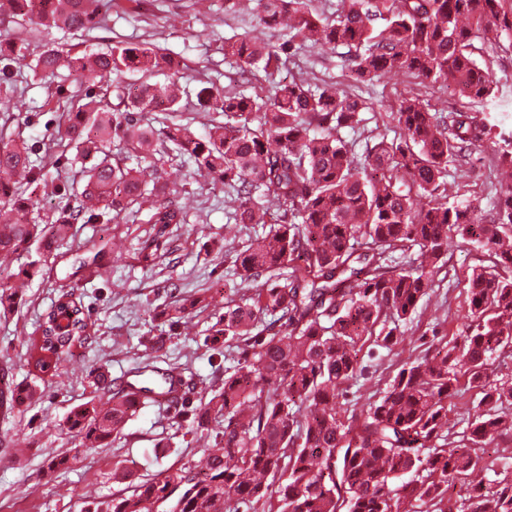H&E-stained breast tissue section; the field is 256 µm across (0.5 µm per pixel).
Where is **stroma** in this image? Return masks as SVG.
<instances>
[{"mask_svg":"<svg viewBox=\"0 0 512 512\" xmlns=\"http://www.w3.org/2000/svg\"><path fill=\"white\" fill-rule=\"evenodd\" d=\"M255 34L273 45L282 40L280 31H256L250 8L229 6L227 0H206L201 6L195 0H102L98 25L81 37L54 29L39 31L31 39L22 25L0 24V42H25V53L31 59L47 44L66 56L119 43H154L180 61L192 89L206 81L220 88L240 83L234 64L224 55V42ZM477 60L506 88L504 97L489 110L510 130L512 31L483 45ZM301 69L308 78L335 83L340 89L352 85L338 52L307 44L301 47L295 64L269 73L256 72L246 91L266 95L272 84L289 80ZM0 81L15 88L11 110L0 109V133L25 143L32 160H41L48 153L56 159L28 190L37 204L35 218L43 225L52 223L62 210L77 206L79 197L68 187L82 183L79 168L70 165L57 144L60 113L66 103L94 94L97 81L89 74L75 79L63 73L46 80L32 79L19 75L14 64L3 58ZM413 86L412 78L392 73L361 85L359 93L371 109L360 128L341 132L352 143L355 155H363L367 139L393 138L390 114ZM488 155L487 148H476L466 177L453 172L448 175L461 197L481 201L486 207L499 189L487 168ZM164 169V182L185 185L188 191L185 203L193 229L172 231L166 254L154 265H145L139 258L142 241L153 232L143 210L129 215L127 234L116 236L113 252L103 257V264L110 269L105 278L90 276L74 263L75 255L86 253L92 241L99 239L102 227L98 224H72L66 245L58 251L45 257L32 246L21 251L15 261L20 267L35 260L41 269L28 281L21 302L0 315V374L16 383L26 380L25 343L36 335L45 312L62 293H73L81 301L93 341L76 349L58 375L44 376L38 402L11 418H0V512H84L90 497L105 500L121 490V482L112 477L114 469L141 480L174 461H196L202 455L204 440L185 445L174 408L162 400L141 406L127 422L124 439L110 448L85 445L65 428L70 410L93 397V374L126 378L145 353L146 337L165 335V346L156 354L159 366L178 369L183 377L192 379L196 390L224 374L226 361L214 354L209 330L224 302L242 294L233 260L224 254V243L233 238L246 241L263 233L264 227L228 222L224 187L198 183L194 168L182 159L172 158ZM482 258L474 247L449 239L448 274L425 297L426 312L402 326L398 351L370 342L363 346L359 354L363 374L345 386L337 400L339 411H352L369 393L384 390L400 364L399 352L419 351L426 342L438 346L463 341L461 317L468 304V276ZM203 293L209 294L212 304L188 323L165 326L156 320V308L168 304L172 297ZM62 453L76 456L74 467L50 470L51 459Z\"/></svg>","mask_w":512,"mask_h":512,"instance_id":"obj_1","label":"stroma"}]
</instances>
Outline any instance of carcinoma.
Wrapping results in <instances>:
<instances>
[{"label":"carcinoma","instance_id":"obj_1","mask_svg":"<svg viewBox=\"0 0 512 512\" xmlns=\"http://www.w3.org/2000/svg\"><path fill=\"white\" fill-rule=\"evenodd\" d=\"M1 21L26 17L36 25L75 33L92 30L98 0H6ZM257 25L281 28L283 42L259 36L224 42V56L239 69L284 66L295 42L322 40L343 49L345 68L359 83L404 72L418 85L453 86L464 98L450 112L431 108L422 91L403 96L391 113L397 131L366 147L356 159L338 136L354 130L370 109L363 97L333 84L299 78L266 97L205 83L195 94L198 112L224 121L197 134L176 121L183 90L174 82L141 81L136 93L128 72L173 70L176 62L142 41L62 60L46 48L29 64L32 75L61 67L101 79L90 101L65 109L59 133L80 165L81 208L48 226L31 217L27 186L38 167L29 148L0 138V257L38 244L46 255L68 238V225L120 224L121 214L149 204L156 236L141 243L148 262L158 237L172 224L189 223L179 194L158 188L165 159L175 152L196 172L231 189L228 213L236 224L269 230L235 251L246 291L224 302L212 326L213 342L235 348L237 364L222 382L194 393L174 369L147 384L112 387L95 378L96 395L74 407L69 432L107 448L140 406L165 397L191 413L186 434H214L205 465L174 463L134 484L131 494L96 503L86 512H452L448 485L465 487V512H512V482L493 492L469 487L468 477L491 467L477 449L496 437L512 440V384L489 378L496 353H512V183L500 184L492 212L448 192V165L463 170L472 148H493L490 169L512 172V132L473 102L498 98L500 86L476 57L475 41L490 42L512 30V0H343L329 19L310 0H253ZM162 112L161 132L135 116ZM135 156L136 163L126 160ZM278 205L290 221L271 223ZM485 252L490 264L468 279L463 344L426 348L400 362L379 396L370 395L349 415L336 399L362 373L359 353L371 340L393 350L400 325L418 313L434 276L448 264V238ZM112 249L100 238L81 268L99 272ZM414 251L405 264L388 261ZM18 304L16 288L0 281V307ZM206 308L202 297L177 298L157 312L163 321ZM29 339L27 364L36 379L58 371L73 350L88 345L87 316L71 295L59 296ZM33 382L0 388V416L9 417L36 395ZM477 390L468 444L448 456L438 441L448 424V399ZM278 485L277 494L269 492Z\"/></svg>","mask_w":512,"mask_h":512}]
</instances>
